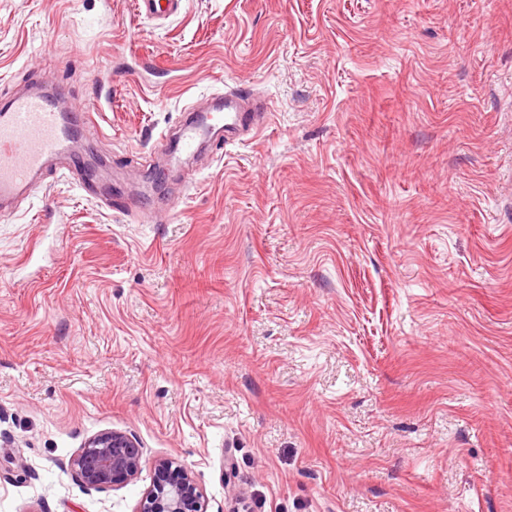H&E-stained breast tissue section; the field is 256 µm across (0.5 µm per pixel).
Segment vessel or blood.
<instances>
[{"mask_svg": "<svg viewBox=\"0 0 512 512\" xmlns=\"http://www.w3.org/2000/svg\"><path fill=\"white\" fill-rule=\"evenodd\" d=\"M180 0H135L140 15L162 20L176 14ZM251 95L239 88L234 95H216L208 109L196 114L177 131L184 150L207 139L212 131L224 133L225 143L257 133L267 124L269 114L246 108ZM63 93L45 95L37 91L14 93L0 100V203L16 199L42 175L51 160L68 154L72 145L71 122L96 125V113L77 109L60 112Z\"/></svg>", "mask_w": 512, "mask_h": 512, "instance_id": "1", "label": "vessel or blood"}]
</instances>
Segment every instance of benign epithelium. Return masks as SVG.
<instances>
[{"label": "benign epithelium", "instance_id": "1", "mask_svg": "<svg viewBox=\"0 0 512 512\" xmlns=\"http://www.w3.org/2000/svg\"><path fill=\"white\" fill-rule=\"evenodd\" d=\"M142 465L136 438L114 430L89 438L72 460L83 483L94 489L128 484ZM154 472V481L137 512H206L204 497L183 465L171 458L159 459Z\"/></svg>", "mask_w": 512, "mask_h": 512}]
</instances>
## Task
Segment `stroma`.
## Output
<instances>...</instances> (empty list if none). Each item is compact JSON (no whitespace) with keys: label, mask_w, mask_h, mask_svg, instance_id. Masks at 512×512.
Segmentation results:
<instances>
[{"label":"stroma","mask_w":512,"mask_h":512,"mask_svg":"<svg viewBox=\"0 0 512 512\" xmlns=\"http://www.w3.org/2000/svg\"><path fill=\"white\" fill-rule=\"evenodd\" d=\"M112 107L0 219V512H137L155 460L206 512H512V0H0V95ZM246 84L253 139L159 135ZM143 467L92 489L102 431ZM135 8L148 19L162 20L177 14L180 0H136ZM142 465L136 438L114 430L89 438L72 460L83 483L94 489L128 484L136 479Z\"/></svg>","instance_id":"obj_1"}]
</instances>
